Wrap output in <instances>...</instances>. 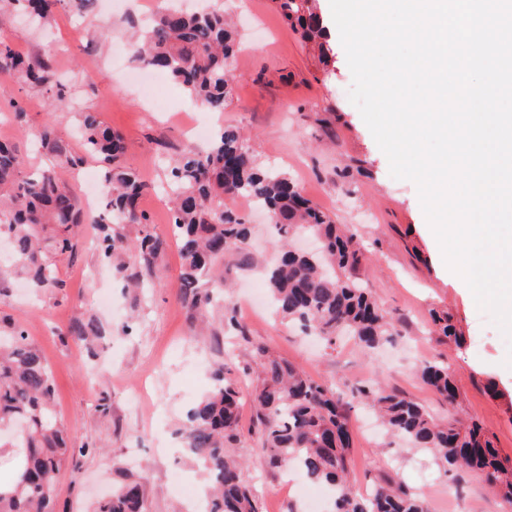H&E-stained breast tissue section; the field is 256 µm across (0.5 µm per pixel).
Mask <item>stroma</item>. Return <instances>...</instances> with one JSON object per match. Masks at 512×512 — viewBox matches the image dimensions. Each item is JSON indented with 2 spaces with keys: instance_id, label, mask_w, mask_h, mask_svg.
Instances as JSON below:
<instances>
[{
  "instance_id": "stroma-1",
  "label": "stroma",
  "mask_w": 512,
  "mask_h": 512,
  "mask_svg": "<svg viewBox=\"0 0 512 512\" xmlns=\"http://www.w3.org/2000/svg\"><path fill=\"white\" fill-rule=\"evenodd\" d=\"M218 2L238 18L240 37L230 67L231 91L223 112L212 116L214 127L238 129L259 166L284 173L304 197L351 228L364 251L353 276L371 290L399 334L368 355L350 339H338L329 349L271 311L249 312L245 300L252 288L264 285L260 268L276 253V235L264 213L233 200L229 208L251 226L257 265L225 268L233 293L224 307L212 310L213 326L202 337L194 335L199 319L183 299L173 246L136 291L116 278L88 243L75 257L59 259L63 292L36 294L25 284L0 278V319L23 325L53 372L58 422L73 447L88 449L62 466L55 482V512H89L93 502L123 482L130 448L139 449L147 471L146 512H174L202 498L204 475L181 453L176 431L220 366L241 391L238 452L262 512H307L298 495L305 476L272 472L264 465L251 403L255 381L242 372L256 344L327 384L377 378L441 418L448 415L447 402L421 383L416 370L425 362L447 365L460 411L479 422L496 448L512 459V366L506 363L512 345L491 316L478 309L472 294L449 279L415 184L391 176L386 156L350 102L352 75L329 0L313 2L326 32L321 55L286 24L274 0ZM161 5V0H126L115 8L110 0H99L84 15L59 11L52 32L20 19L4 36L19 53L52 57L78 105L99 113L120 132L127 165L152 185L139 208L149 217L150 232L168 238L172 226L163 205L164 158L191 133L187 96L165 80L160 92L170 109L158 111L113 76L108 52L85 50L101 28L109 32L108 44L123 42L128 21L146 19ZM15 101L26 111L25 123L14 119ZM48 123L78 143L74 111L46 112L41 93L16 76L0 74V138L13 141L26 167L50 166L39 142ZM230 307L244 336L224 320ZM435 312L447 315L456 340L430 334ZM78 319L100 325L102 335L93 348L69 336ZM371 417L362 407L351 414L353 468L361 490H371L375 476L386 472L423 493L432 512H505L479 477L454 481L438 472L426 452L405 451L402 441L382 433L367 434L364 424Z\"/></svg>"
}]
</instances>
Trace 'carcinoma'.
<instances>
[{"label": "carcinoma", "mask_w": 512, "mask_h": 512, "mask_svg": "<svg viewBox=\"0 0 512 512\" xmlns=\"http://www.w3.org/2000/svg\"><path fill=\"white\" fill-rule=\"evenodd\" d=\"M96 2L0 0V26L20 7L33 12L35 23L51 29L57 8L84 12L94 9ZM273 2L303 40L324 51L325 33L312 11V0ZM235 37L221 9L204 6L188 13L170 7L159 10L150 23L133 27L132 59L167 73L195 103L222 112ZM0 73L18 74L53 102L67 100L53 61L23 56L5 38H0ZM78 116L81 151H73L48 123L41 143L55 165L32 174L25 172L16 145L0 141V237L9 238L11 245L7 274L33 288H62L57 261L77 248L74 227L81 223V209L58 167L76 171L89 158L102 164L107 202L96 222V250L114 263L118 276L126 277L122 254L134 253L148 275L169 247L167 240L142 229L148 218L138 211V200L150 184L126 166L122 136L97 112L80 108ZM168 187L184 299L201 317L224 299V257H233L241 269L254 266L247 244L250 229L224 206V199L240 196L270 213L283 248L281 259L265 269L270 298L279 313L299 322L329 348L346 334L369 352L398 334L371 291L348 276L361 262L354 234L310 204L286 175L259 167L237 130L222 129L204 152L187 147L178 153L171 160ZM131 224L141 227L134 237L124 233ZM300 229L319 239L318 253L291 249ZM5 327L7 335H0V426L23 424L27 431L20 435L23 459L16 480L9 491L0 493V512H53V487L62 462L87 449L70 447L57 425L52 372L38 349L17 323L7 322ZM69 334L86 341L98 334V328L76 320ZM252 361L242 371L257 374L254 410L267 466L277 471L296 466L311 482L326 486L333 492L332 512H429L423 494L386 474L377 478L370 494L355 490L350 412L359 405L371 408L390 435L431 453L439 471L480 476L512 512V461L501 455L480 425L438 419L379 381L345 388L320 383L260 344L252 348ZM419 378L443 396L448 407L454 406L456 392L448 367L425 363ZM239 406L237 387L224 377L221 365L213 372L209 391L188 411L179 429L186 456L207 475L209 512H260L236 454ZM94 512H145L143 476L118 486L96 503Z\"/></svg>", "instance_id": "obj_1"}]
</instances>
